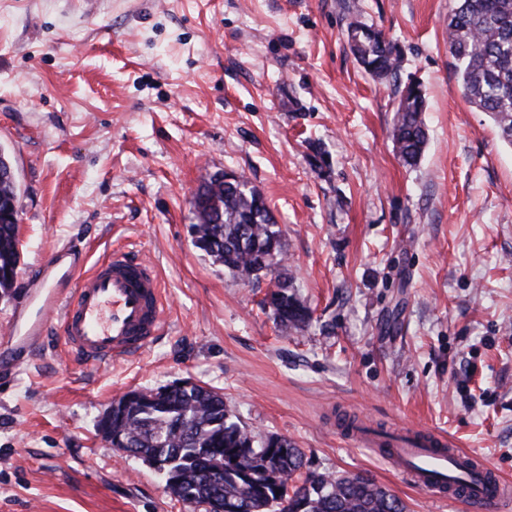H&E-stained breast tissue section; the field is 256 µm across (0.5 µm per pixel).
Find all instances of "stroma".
I'll return each instance as SVG.
<instances>
[{
  "mask_svg": "<svg viewBox=\"0 0 512 512\" xmlns=\"http://www.w3.org/2000/svg\"><path fill=\"white\" fill-rule=\"evenodd\" d=\"M453 0H0V151L17 185L14 298L57 245L116 246L156 270L168 330L103 368L63 348L0 383V512H207L172 497L97 421L111 401L185 378L241 425L288 437L310 472L363 474L408 512H469L340 435L435 431L512 479V148L462 97ZM359 20L401 52L373 79ZM426 97L417 166L392 141L409 82ZM267 199L312 311L281 328L199 250L192 198L212 174Z\"/></svg>",
  "mask_w": 512,
  "mask_h": 512,
  "instance_id": "obj_1",
  "label": "stroma"
}]
</instances>
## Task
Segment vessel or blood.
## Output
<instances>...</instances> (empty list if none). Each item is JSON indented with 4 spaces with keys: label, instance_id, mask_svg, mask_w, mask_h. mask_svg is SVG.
<instances>
[{
    "label": "vessel or blood",
    "instance_id": "b4317fda",
    "mask_svg": "<svg viewBox=\"0 0 512 512\" xmlns=\"http://www.w3.org/2000/svg\"><path fill=\"white\" fill-rule=\"evenodd\" d=\"M167 330L165 297L153 266L126 250L89 263L69 242L54 249L26 284L25 297L0 342V371L16 367L60 342L75 360L101 366L138 356ZM389 464L432 497L467 500L473 512H500L512 502V483L473 454L447 447L432 432L392 431ZM473 463L476 477L449 487L457 465Z\"/></svg>",
    "mask_w": 512,
    "mask_h": 512
}]
</instances>
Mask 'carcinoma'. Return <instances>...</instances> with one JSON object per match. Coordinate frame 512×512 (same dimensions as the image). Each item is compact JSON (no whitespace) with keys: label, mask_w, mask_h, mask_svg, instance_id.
<instances>
[{"label":"carcinoma","mask_w":512,"mask_h":512,"mask_svg":"<svg viewBox=\"0 0 512 512\" xmlns=\"http://www.w3.org/2000/svg\"><path fill=\"white\" fill-rule=\"evenodd\" d=\"M351 49L366 72L394 75L400 56L382 31L359 22L349 26ZM448 48L463 98L485 112L502 141L512 147V0H457L448 15ZM397 109L392 136L402 162L415 166L427 143L425 94L412 83ZM219 224H193L194 244L229 273L259 278L283 266L281 231L261 192L244 177L226 186H200ZM17 197L16 183L0 179V210ZM20 264L18 225L0 223V295L12 294L10 274ZM276 276L268 298L280 325L301 331L309 307ZM112 435V447L155 465L175 481L171 494L181 501L215 506L237 504L238 512H406L404 502L361 474L302 473L304 453L278 435L258 437L233 420L224 393L200 384L180 383L130 391V399L98 421Z\"/></svg>","instance_id":"carcinoma-1"}]
</instances>
